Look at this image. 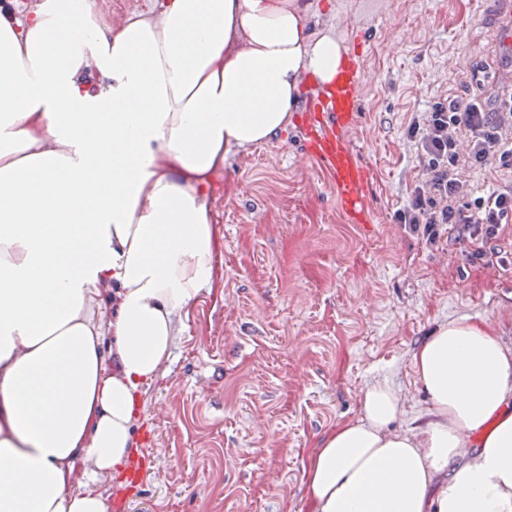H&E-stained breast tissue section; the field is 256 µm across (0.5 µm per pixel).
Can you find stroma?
<instances>
[{
	"label": "stroma",
	"instance_id": "stroma-1",
	"mask_svg": "<svg viewBox=\"0 0 512 512\" xmlns=\"http://www.w3.org/2000/svg\"><path fill=\"white\" fill-rule=\"evenodd\" d=\"M312 0L359 61L347 136L371 173L366 223L344 212L307 147L304 112L279 141L234 154L214 203L215 283L191 307L166 372L145 395L138 488L103 490L125 512H313L302 478L321 434L359 417L385 380L405 432L424 405L411 356L439 324L503 321L512 344V234L494 262L396 223L419 172L407 129L446 98L512 95V0Z\"/></svg>",
	"mask_w": 512,
	"mask_h": 512
}]
</instances>
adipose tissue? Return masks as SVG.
<instances>
[{
  "instance_id": "adipose-tissue-1",
  "label": "adipose tissue",
  "mask_w": 512,
  "mask_h": 512,
  "mask_svg": "<svg viewBox=\"0 0 512 512\" xmlns=\"http://www.w3.org/2000/svg\"><path fill=\"white\" fill-rule=\"evenodd\" d=\"M346 56L310 0L117 22L86 0L0 6V512H108L100 483L212 285L229 157L275 140ZM412 363L423 423L391 431L398 390L367 385L304 471L314 512H512L501 325L441 323Z\"/></svg>"
}]
</instances>
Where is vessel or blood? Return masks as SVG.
I'll use <instances>...</instances> for the list:
<instances>
[{
	"label": "vessel or blood",
	"mask_w": 512,
	"mask_h": 512,
	"mask_svg": "<svg viewBox=\"0 0 512 512\" xmlns=\"http://www.w3.org/2000/svg\"><path fill=\"white\" fill-rule=\"evenodd\" d=\"M362 68L350 62L328 92L320 94L307 124L308 148L331 175L340 202L354 218L368 209L370 172L347 137L357 118Z\"/></svg>",
	"instance_id": "vessel-or-blood-1"
}]
</instances>
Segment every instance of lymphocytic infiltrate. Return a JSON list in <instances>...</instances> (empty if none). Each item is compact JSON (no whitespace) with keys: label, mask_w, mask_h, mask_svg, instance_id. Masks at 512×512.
Returning <instances> with one entry per match:
<instances>
[{"label":"lymphocytic infiltrate","mask_w":512,"mask_h":512,"mask_svg":"<svg viewBox=\"0 0 512 512\" xmlns=\"http://www.w3.org/2000/svg\"><path fill=\"white\" fill-rule=\"evenodd\" d=\"M407 135L422 174L408 204L396 212L397 223L423 226L433 244L440 225H451L468 240L469 259L483 260L487 240L512 233V183L477 197L460 171L482 172L495 163L512 170V97L492 110L478 99L434 103L414 116Z\"/></svg>","instance_id":"obj_1"}]
</instances>
